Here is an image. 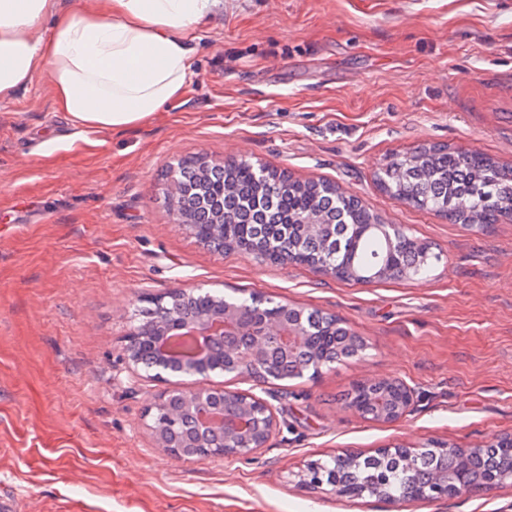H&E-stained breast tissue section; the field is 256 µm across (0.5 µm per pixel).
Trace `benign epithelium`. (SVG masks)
Masks as SVG:
<instances>
[{
	"mask_svg": "<svg viewBox=\"0 0 512 512\" xmlns=\"http://www.w3.org/2000/svg\"><path fill=\"white\" fill-rule=\"evenodd\" d=\"M228 225L211 224L204 244L223 252L228 243ZM214 307L192 318H183L168 307L150 324L139 325L129 332L124 355L128 369L133 372L146 368L153 377H192L190 387L175 384L165 391L154 407L166 408L172 403L194 414L197 432L193 440L183 443L173 440L165 427L156 422L149 424L158 446L170 454L190 460L196 456L222 459L228 456L247 457L264 447L276 428L271 405L252 394L225 389L215 385L211 377L230 367L240 377L253 380L263 378L264 358L272 349L290 352L298 350L305 341L307 329L306 309L284 303L281 308L291 314V319L270 318L261 325L256 341L242 347L228 341L230 336H242V310L224 306L223 295L212 293ZM366 391L373 386L391 388L397 400L381 414L380 420L396 422L402 419L412 402L409 391L394 378L368 379L359 383ZM305 481L314 486L328 484L340 494H352L354 489L336 483V478L325 482L322 466L312 464ZM501 481L489 477L480 485L462 482L448 485L435 482L432 493L425 492L421 482L412 484L406 494L408 499H437L448 495H463L476 490H492Z\"/></svg>",
	"mask_w": 512,
	"mask_h": 512,
	"instance_id": "benign-epithelium-1",
	"label": "benign epithelium"
}]
</instances>
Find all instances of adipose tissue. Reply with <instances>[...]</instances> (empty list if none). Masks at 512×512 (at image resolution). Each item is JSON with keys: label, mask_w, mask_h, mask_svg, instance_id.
<instances>
[{"label": "adipose tissue", "mask_w": 512, "mask_h": 512, "mask_svg": "<svg viewBox=\"0 0 512 512\" xmlns=\"http://www.w3.org/2000/svg\"><path fill=\"white\" fill-rule=\"evenodd\" d=\"M223 12L224 0H99L80 10L68 0H0V101L43 70L77 128L148 122L182 97L196 31Z\"/></svg>", "instance_id": "adipose-tissue-1"}]
</instances>
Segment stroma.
I'll list each match as a JSON object with an SVG mask.
<instances>
[{"instance_id": "obj_1", "label": "stroma", "mask_w": 512, "mask_h": 512, "mask_svg": "<svg viewBox=\"0 0 512 512\" xmlns=\"http://www.w3.org/2000/svg\"><path fill=\"white\" fill-rule=\"evenodd\" d=\"M196 45L183 97L124 132L73 127L43 71L0 101V493L16 512H512L510 481L381 500L303 480L349 450L512 435V221L453 224L375 179L433 144L512 167V0H227ZM199 153L336 182L441 259L355 284L213 252L162 193ZM187 287L336 315L365 348L313 377L216 376L278 428L247 458H176L148 428L167 384L123 348L144 299ZM377 377L413 391L402 420L347 407Z\"/></svg>"}]
</instances>
